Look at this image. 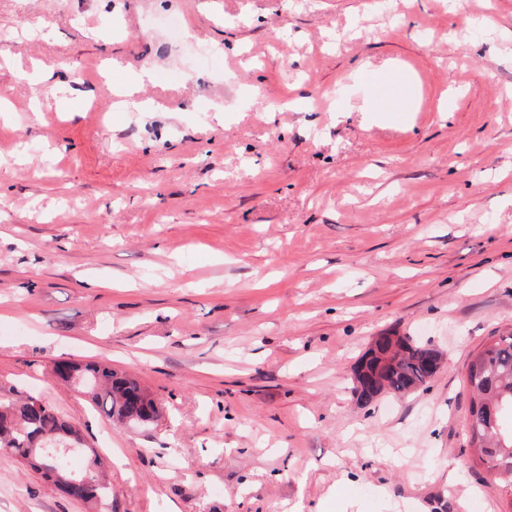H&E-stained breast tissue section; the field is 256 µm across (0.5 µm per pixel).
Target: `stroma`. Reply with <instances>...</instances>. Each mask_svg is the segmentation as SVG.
I'll return each mask as SVG.
<instances>
[{"label": "stroma", "mask_w": 512, "mask_h": 512, "mask_svg": "<svg viewBox=\"0 0 512 512\" xmlns=\"http://www.w3.org/2000/svg\"><path fill=\"white\" fill-rule=\"evenodd\" d=\"M1 32L0 389L79 425L118 512H498L464 375L512 328V0H0ZM391 333L445 362L364 405ZM69 358L161 418L115 424ZM0 512L88 508L0 451ZM51 375L75 383L97 408L118 423L145 427L160 417L158 404L139 381L111 366L61 360L53 364Z\"/></svg>", "instance_id": "35a3bbf8"}]
</instances>
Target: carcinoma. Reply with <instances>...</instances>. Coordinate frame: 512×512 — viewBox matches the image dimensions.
Wrapping results in <instances>:
<instances>
[{"label":"carcinoma","instance_id":"obj_1","mask_svg":"<svg viewBox=\"0 0 512 512\" xmlns=\"http://www.w3.org/2000/svg\"><path fill=\"white\" fill-rule=\"evenodd\" d=\"M384 352L389 363H367V369L380 371L384 393L404 397L429 383L428 365L433 347L410 336L388 343ZM51 375L75 383L90 396L93 404L110 419L145 427L160 417V408L150 393L130 374L105 364L77 363L69 360L53 364ZM466 382L472 397L466 442L471 461L486 468L487 486L512 491V330L489 337L466 365ZM72 425L44 398L0 393V450L28 465L42 478L75 501L90 503L100 512H114L112 486L94 450H83V438L72 437ZM74 445L82 465L68 462L52 468L44 449Z\"/></svg>","mask_w":512,"mask_h":512}]
</instances>
